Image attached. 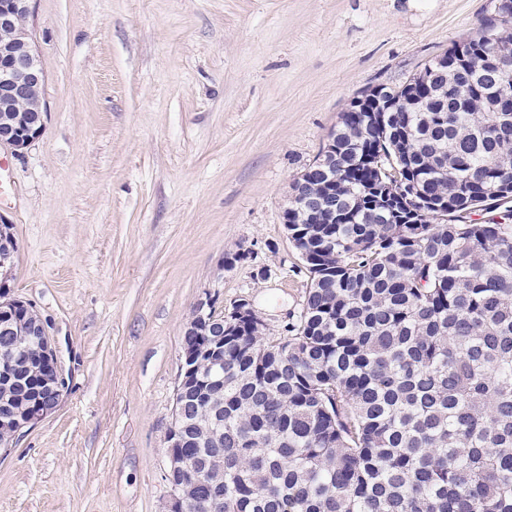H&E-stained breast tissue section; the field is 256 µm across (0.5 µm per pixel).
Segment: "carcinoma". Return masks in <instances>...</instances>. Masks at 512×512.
Listing matches in <instances>:
<instances>
[{
    "label": "carcinoma",
    "instance_id": "obj_1",
    "mask_svg": "<svg viewBox=\"0 0 512 512\" xmlns=\"http://www.w3.org/2000/svg\"><path fill=\"white\" fill-rule=\"evenodd\" d=\"M509 4L490 0L464 56L423 68L387 100L336 127L339 150L307 169L284 212L305 254V305L274 340L224 321L221 409L183 408L172 449L198 482L187 512H512V125L490 111L512 97ZM384 178L448 201V218L413 223L411 203L375 199ZM331 191L336 211L312 213ZM487 213L488 218L478 215ZM17 242L0 224V253ZM0 333V413L21 420L54 371L36 311L11 299Z\"/></svg>",
    "mask_w": 512,
    "mask_h": 512
}]
</instances>
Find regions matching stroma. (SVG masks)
I'll use <instances>...</instances> for the list:
<instances>
[{
    "label": "stroma",
    "mask_w": 512,
    "mask_h": 512,
    "mask_svg": "<svg viewBox=\"0 0 512 512\" xmlns=\"http://www.w3.org/2000/svg\"><path fill=\"white\" fill-rule=\"evenodd\" d=\"M490 0H33L45 128L0 149L12 298L69 388L0 447V512H162L181 338L203 292L287 336L283 224L351 101L470 37ZM247 254L233 266L227 254Z\"/></svg>",
    "instance_id": "obj_1"
}]
</instances>
